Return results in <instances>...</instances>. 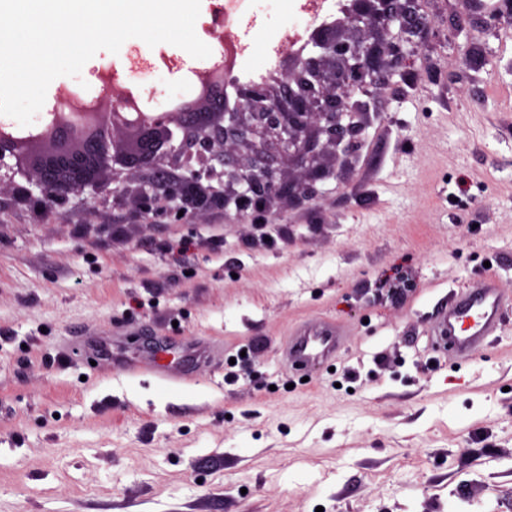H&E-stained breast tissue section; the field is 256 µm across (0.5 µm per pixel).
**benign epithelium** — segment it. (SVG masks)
Returning <instances> with one entry per match:
<instances>
[{
    "label": "benign epithelium",
    "mask_w": 512,
    "mask_h": 512,
    "mask_svg": "<svg viewBox=\"0 0 512 512\" xmlns=\"http://www.w3.org/2000/svg\"><path fill=\"white\" fill-rule=\"evenodd\" d=\"M413 2L354 0L347 21L362 39L319 33L310 51L297 54L275 84L242 87L233 101L224 96L222 109L202 123L191 120L181 104L143 111L142 98L110 72L100 75L101 96L84 102L62 94L31 128L0 120V171L6 170L0 191L42 204L87 189L95 198L115 190L144 213L173 209L185 218L215 207L265 211L314 197L315 184L330 175L323 156L337 160L354 153L361 141L362 105L350 102L348 91L369 95L388 85L408 60L404 34L438 37ZM504 18L512 19V0L490 6L486 29ZM392 26L396 36H379ZM234 55V46L225 45L222 62L197 73L198 85L224 88L231 82ZM89 159L97 170L93 179L59 186L45 176V168L56 165L78 172ZM213 160L224 163V172H216ZM158 171L175 177L159 182L152 178Z\"/></svg>",
    "instance_id": "benign-epithelium-1"
}]
</instances>
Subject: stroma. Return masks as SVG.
<instances>
[{"mask_svg":"<svg viewBox=\"0 0 512 512\" xmlns=\"http://www.w3.org/2000/svg\"><path fill=\"white\" fill-rule=\"evenodd\" d=\"M482 2L419 0L447 43L409 35L313 199L179 220L0 195V512H512V311L458 360L432 337L487 274L512 292V23L483 33ZM218 4L265 19L201 0L209 57L101 50L80 95L111 69L148 97L135 58L195 86ZM322 319L344 343L305 380L283 348ZM206 336L222 355L173 386L112 364Z\"/></svg>","mask_w":512,"mask_h":512,"instance_id":"obj_1","label":"stroma"}]
</instances>
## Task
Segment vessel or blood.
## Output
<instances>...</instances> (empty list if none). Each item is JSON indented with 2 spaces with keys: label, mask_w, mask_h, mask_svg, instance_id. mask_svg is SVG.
<instances>
[{
  "label": "vessel or blood",
  "mask_w": 512,
  "mask_h": 512,
  "mask_svg": "<svg viewBox=\"0 0 512 512\" xmlns=\"http://www.w3.org/2000/svg\"><path fill=\"white\" fill-rule=\"evenodd\" d=\"M512 305V293L504 292L495 276H486L479 288L460 292L442 310L435 325L443 353L464 357L486 337L496 335L503 324V309ZM343 333L335 323L318 322L300 326L290 336L284 355L296 370L321 371L342 343ZM124 372H148L164 384L174 385L186 377L182 361L155 354L133 362L119 361Z\"/></svg>",
  "instance_id": "obj_1"
}]
</instances>
